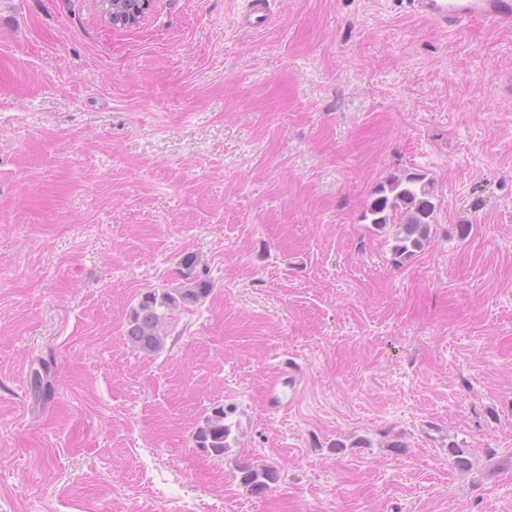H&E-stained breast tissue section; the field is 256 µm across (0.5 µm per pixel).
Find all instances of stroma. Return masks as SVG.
I'll use <instances>...</instances> for the list:
<instances>
[{
  "label": "stroma",
  "mask_w": 512,
  "mask_h": 512,
  "mask_svg": "<svg viewBox=\"0 0 512 512\" xmlns=\"http://www.w3.org/2000/svg\"><path fill=\"white\" fill-rule=\"evenodd\" d=\"M244 4L115 31L0 0V512H512V29L272 0L248 31ZM409 173L436 210L398 266L362 213ZM190 278L133 348L142 293ZM209 292L205 281L193 280L187 288L149 290L143 293L138 306L132 310L125 335L131 346L145 354L158 352L166 336L168 316L180 307L200 301ZM234 413L232 407L216 406L206 414L195 429L193 439L198 448H203L214 456H223L229 448L228 439L232 433V423L228 417ZM240 474V483L250 492L261 495L270 488V483L277 481V472L272 467H255L251 464L243 463L237 467Z\"/></svg>",
  "instance_id": "obj_1"
}]
</instances>
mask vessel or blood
<instances>
[{"label": "vessel or blood", "mask_w": 512, "mask_h": 512, "mask_svg": "<svg viewBox=\"0 0 512 512\" xmlns=\"http://www.w3.org/2000/svg\"><path fill=\"white\" fill-rule=\"evenodd\" d=\"M411 13L438 28L459 31L479 21L493 28H512V0H404ZM270 14V0H247L246 27L264 29Z\"/></svg>", "instance_id": "b4317fda"}]
</instances>
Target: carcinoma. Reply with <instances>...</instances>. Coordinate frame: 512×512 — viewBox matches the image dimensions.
<instances>
[{"instance_id":"1","label":"carcinoma","mask_w":512,"mask_h":512,"mask_svg":"<svg viewBox=\"0 0 512 512\" xmlns=\"http://www.w3.org/2000/svg\"><path fill=\"white\" fill-rule=\"evenodd\" d=\"M376 195L377 198L367 205L363 218L378 231L389 225L395 227L393 260L402 264L422 250L429 240L436 209L433 182L423 174L392 176L380 185ZM208 292L206 282L193 280L185 288L161 292L153 289L143 293L127 322L128 342L145 354L158 352L164 344L168 316L180 307L200 301ZM232 413L231 407L212 408L195 429L196 446L214 456H224L232 433V424L227 419ZM237 472L240 483L256 495L265 493L270 484L277 481L276 470L268 466L243 463L238 465Z\"/></svg>"}]
</instances>
